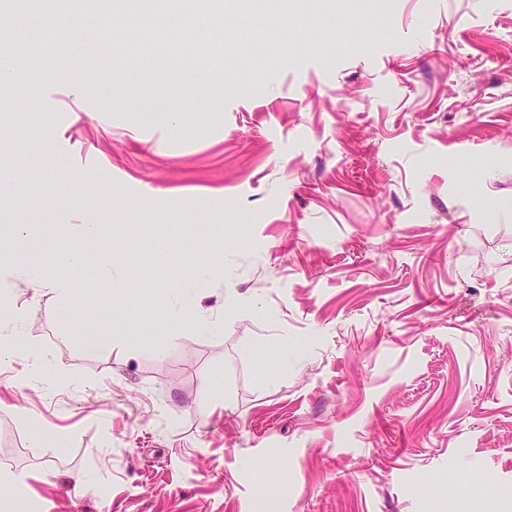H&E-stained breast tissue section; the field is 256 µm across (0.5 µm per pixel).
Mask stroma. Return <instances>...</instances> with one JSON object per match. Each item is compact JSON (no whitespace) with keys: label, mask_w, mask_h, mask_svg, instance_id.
Here are the masks:
<instances>
[{"label":"stroma","mask_w":512,"mask_h":512,"mask_svg":"<svg viewBox=\"0 0 512 512\" xmlns=\"http://www.w3.org/2000/svg\"><path fill=\"white\" fill-rule=\"evenodd\" d=\"M272 2L176 48L178 0L98 45L0 15V279L72 283L0 367V465L40 512H512V0H291L274 46ZM79 56L92 110L47 80Z\"/></svg>","instance_id":"obj_1"}]
</instances>
